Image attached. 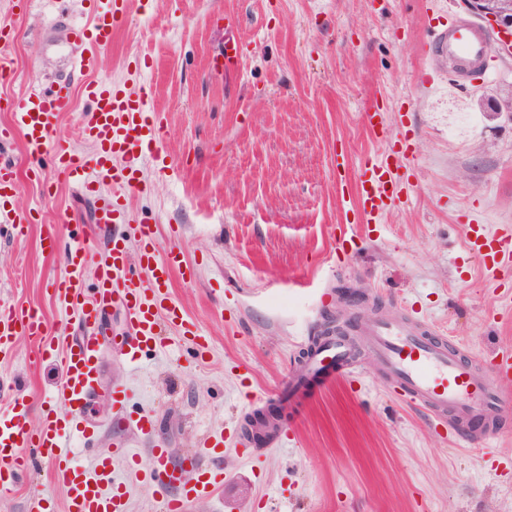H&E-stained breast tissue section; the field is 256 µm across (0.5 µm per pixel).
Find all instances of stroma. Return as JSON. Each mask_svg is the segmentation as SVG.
I'll list each match as a JSON object with an SVG mask.
<instances>
[{"mask_svg":"<svg viewBox=\"0 0 512 512\" xmlns=\"http://www.w3.org/2000/svg\"><path fill=\"white\" fill-rule=\"evenodd\" d=\"M427 0H134L88 74L69 65L67 26L87 20L90 0H0L12 26V77L0 82V129L13 123L22 92L75 89L57 136L92 155L81 128L84 77L145 91L165 128L160 153L139 161L141 183L126 222L151 225L159 250L181 248L193 277L169 288L180 315L204 334L195 358L184 340L143 353L130 370L119 352L128 331L122 303L98 327L100 391L81 413L99 423L94 438L74 435L78 462L136 449L142 465L161 445L174 465L202 452L209 434L225 438L224 484L186 512H512V410L496 422L494 455L441 437L432 417L395 400L376 359L359 351L347 382L305 404L281 392L326 313L343 311L347 336L364 319L395 313L441 330L476 358L512 347V320H500L512 276L492 280L469 248V225L512 227V119L489 118L482 102L512 98V53L490 36L494 77L424 88L421 46L462 11L461 0L427 14ZM246 50L240 71L224 69V42ZM387 113L391 135L364 123L368 106ZM0 155L17 167L12 206L34 223H0V305L33 306L63 342L82 335L54 296L67 276L72 244L93 232L94 204L57 184L44 197L30 154L13 133ZM389 157L410 187L387 212L359 221L349 201L364 163ZM61 235L43 247L47 226ZM327 301H320V293ZM0 379L31 403L41 430L43 402L69 412L58 395L56 362L16 337L0 354ZM128 383V415L147 411L150 433L114 415L110 390ZM279 406L288 445L247 439V417ZM245 495H238V488ZM66 512V495L41 464L0 492V512Z\"/></svg>","mask_w":512,"mask_h":512,"instance_id":"obj_1","label":"stroma"}]
</instances>
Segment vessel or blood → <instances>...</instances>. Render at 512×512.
Segmentation results:
<instances>
[{
  "label": "vessel or blood",
  "mask_w": 512,
  "mask_h": 512,
  "mask_svg": "<svg viewBox=\"0 0 512 512\" xmlns=\"http://www.w3.org/2000/svg\"><path fill=\"white\" fill-rule=\"evenodd\" d=\"M130 6L131 0H107L105 6L93 8L88 22L69 28V42L85 47L84 53L73 58V68L89 67L92 52L110 47L117 23L129 13ZM434 47L448 56L458 74L465 77L485 59L489 45L480 22L459 15L437 35ZM81 91L91 112L84 134L93 144L94 153L86 158L56 148L54 170L57 179L77 185L93 197L95 224H113L123 212L128 194L140 182L136 160L159 148L162 120L159 113L148 109L144 94L133 95L96 79L85 80ZM71 97L72 88L65 82L49 94L29 93L16 105L17 127L32 158L40 157L55 134L60 114ZM354 182L357 207L366 217L382 214L401 190L386 160L365 163L355 173ZM17 191L15 166L10 160L1 159L0 207ZM134 231L140 242L134 256L130 255L122 232H113L109 251L98 265L93 299H86L79 280L86 250L79 245L71 253L72 271L56 291L67 307L80 315L86 334L79 344H59L56 330L31 309L0 306V352H7L14 337L24 334L35 343L38 356H55L60 368V391L73 409H81L97 393L99 356L93 332L113 299L123 301L132 326L120 350L128 365H136L144 349L161 345L162 325L167 321L197 347L205 345L193 322L178 319L169 298L171 278L183 268L181 250L173 245L165 254H158L151 226L139 224ZM469 245L491 273L512 268V236L486 234L471 239ZM362 334L380 368L407 401L430 412L439 425L452 420L467 428L466 439L471 445H484L495 436L494 421L503 413L504 405L494 394L492 382L512 380V349L498 352L495 359L488 361L486 372L480 374L463 359L458 347L420 332L397 316L366 320ZM350 355L345 338L320 343L292 377L289 394L317 391L346 380L344 368ZM30 413V404L21 397L12 398L9 408L0 412V490L16 485L34 463L44 462L51 466L55 481L66 491L67 512H129L126 492L112 478L114 460L136 468L137 462L127 448H113L111 456L98 459L94 467L80 466L67 448L74 419L59 416L54 408H44V427L34 433L29 428ZM223 454V434L213 435L203 457L190 461L199 473L198 479L183 484L170 463L169 450L156 448L143 479L157 489L181 484L180 497L164 499L162 509L183 512L185 501L209 496L213 488L223 483L224 472L215 465Z\"/></svg>",
  "instance_id": "vessel-or-blood-1"
}]
</instances>
